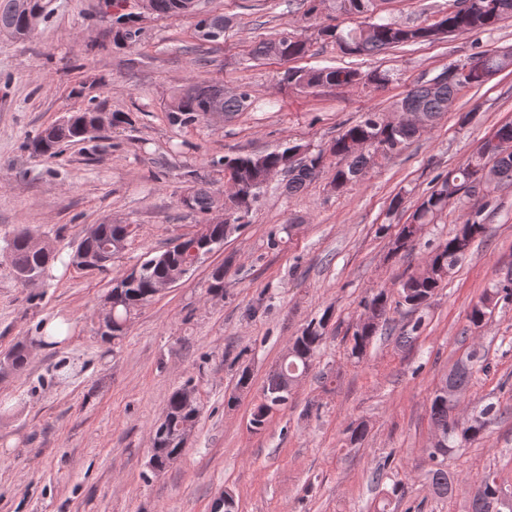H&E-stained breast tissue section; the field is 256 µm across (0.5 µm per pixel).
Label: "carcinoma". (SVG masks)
<instances>
[{
	"label": "carcinoma",
	"instance_id": "cac0c4a2",
	"mask_svg": "<svg viewBox=\"0 0 512 512\" xmlns=\"http://www.w3.org/2000/svg\"><path fill=\"white\" fill-rule=\"evenodd\" d=\"M151 2L153 13L158 16L173 18L187 14L182 8L186 0ZM377 2L379 0H300V7L304 8L305 15H317L328 7L354 20V26L346 29L338 24H326L318 31L319 36L335 40L345 53L354 56H372L387 48L429 41L437 26H446L459 33L489 31L501 19L512 15V0H456L454 8L433 24L397 26L381 18L372 20ZM26 3L29 11H38V16L28 18L20 9V0H0L1 36L16 40H25L31 36L39 16L43 15L44 5L42 0H26ZM117 24L118 27L112 31L113 43L124 44L136 37L137 31L122 21V18H117ZM227 25L228 20L224 15L214 13L200 18L196 29L208 27L224 31ZM308 51L306 40L293 32L283 31L259 42L252 49L251 55L256 59L275 57L290 60L303 57ZM509 67H512V57L504 58L494 52H482L454 65V68L460 70L456 79L440 84L428 80L415 85L396 102L393 112H420L426 121L432 122L452 107L461 89L482 85L484 72L494 73ZM362 79L376 88H382L391 82V75L381 70H373L364 75L350 67L325 66L290 68L284 77L288 85L302 89L339 86ZM217 100L223 103L225 113L234 114L249 108L251 94L242 89L226 95L223 86L217 83L205 79L194 80L169 97L166 103L168 120L174 126H193L206 117L208 108ZM91 114L90 109L74 112L41 130L28 144L31 155L35 158H55L62 153L63 147L88 140L85 130ZM378 117L377 111L364 113L325 150L303 153L301 149L304 145L287 143L272 151L228 154L215 160V164L224 167V171L238 176L241 202L226 208L228 217L224 223L207 222L200 225L193 235L186 237L182 245H172L141 261L137 265V275L126 273L117 279L106 296V303L112 307V325L98 331V334L107 341L121 340L130 315L152 300L156 284L185 273L187 251L194 250L200 254L211 252L236 225L249 223L253 207L265 189V169L274 167L288 172L285 188L291 194L300 191L319 176L325 167V153L328 152L340 159L331 179V185L340 190L355 184L360 174L375 164L378 157L402 151L420 135V128L413 125L382 126L377 123ZM353 144H363L365 148L353 152ZM502 184H512V152L498 160L495 155L479 150L455 173L437 179L433 189L413 212L412 223L421 226L432 223L438 213L448 206V197L455 194L468 199L481 194L485 203L483 208L465 214L454 234L433 251L422 269L400 283L398 295L401 302L415 311L426 307L475 242L486 238L488 225L484 224L483 210L492 204L491 191ZM219 203L220 198L216 192L199 187L191 191L187 209L205 216ZM130 235L129 224H94L71 254L70 263L80 269L106 271L112 265V257L124 249ZM33 238V232L24 228L0 248V257L7 263L9 274L20 284L45 274L55 259L48 245L32 246L30 241ZM501 301L512 302V277L509 275L491 284L470 306L469 322L475 326L483 323ZM365 305L378 311L380 321L369 327L354 329L346 352L349 358L357 361L363 358L375 338L382 334L389 322L388 314L391 310L390 297L384 289L372 293L365 300ZM329 320V312L326 311L320 318L310 320L300 335L289 341L285 371L270 373L263 386V398L256 406L250 422L254 431L264 429L267 411L288 397L292 382L309 370L326 338ZM7 357L8 361L0 363V372H18L27 363V349L17 346L7 353ZM477 369L487 372L490 366L482 362L478 353L473 351L466 360L458 362L448 372L446 384L440 385L430 399V419L435 429L441 432L442 439L438 449L430 453L433 467L429 470L428 478L431 489L440 498L451 496L454 488V478L448 473L446 463L448 456L482 440L488 425L502 414L500 406L488 402L480 405L471 419L462 423L453 420V407L461 401L462 390ZM185 393L186 388L183 387L171 395L163 419L151 429L152 444L158 446L157 472L166 470L181 457L184 450L181 445L183 431L187 426H194L198 418L197 402L187 401ZM504 497L512 501V494L505 491L496 476L489 472L479 481L469 502L468 512H493L491 504Z\"/></svg>",
	"mask_w": 512,
	"mask_h": 512
}]
</instances>
